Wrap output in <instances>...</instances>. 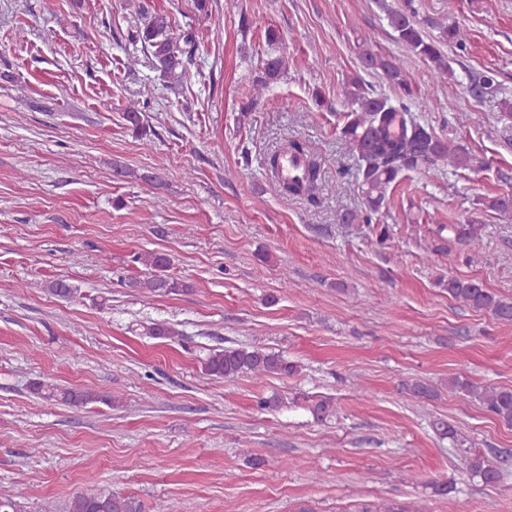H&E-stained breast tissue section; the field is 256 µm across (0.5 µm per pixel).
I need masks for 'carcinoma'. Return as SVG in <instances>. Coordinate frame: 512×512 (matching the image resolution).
Instances as JSON below:
<instances>
[{
    "label": "carcinoma",
    "mask_w": 512,
    "mask_h": 512,
    "mask_svg": "<svg viewBox=\"0 0 512 512\" xmlns=\"http://www.w3.org/2000/svg\"><path fill=\"white\" fill-rule=\"evenodd\" d=\"M414 0H406L404 6L388 13V25L395 37L407 50L426 61L439 77L454 78L447 56L441 45L466 46V34L458 25L439 26V39L427 35L417 21ZM141 22L133 32L134 42L141 45L150 57L156 70L175 84L181 83L193 64L196 41L189 32H182L167 15L153 13L140 6ZM268 45L272 49L261 59L263 85L275 80L285 64L283 54L277 52L280 35L270 30ZM362 69L382 75L391 86L410 95L406 72L396 58L384 56L370 49L362 50ZM497 90L494 74L471 75L468 91L476 99L484 98ZM349 111L340 128V136L357 154V181L363 196V208L359 212H346L340 216L344 224L372 223V215L387 200L388 189L405 172L415 171L425 164L438 162L455 170H470L474 167V155L458 142L437 135L434 130L418 120L411 107L401 101L395 102L383 95L364 92L357 79L348 81L343 91ZM308 175L302 184H287L284 194L304 193L314 197V189L320 174V163L309 157ZM149 270L144 278H135L131 287L151 293H176L188 285L168 275L172 265L170 256L163 253L147 252L135 257ZM448 290V297L475 311L491 314L501 322H512V300L503 299L473 279L448 277L441 281ZM50 293L60 299L74 297L76 289L64 279L49 283ZM206 374L216 378H233L243 373L255 376L280 375L289 377L297 372V365L280 354L272 353L258 346H227L208 355L203 362ZM452 388L466 396L479 399L488 412L500 421L512 425V390L493 385L478 386L467 379L455 377L450 380ZM31 390L39 398L60 401L68 406L85 407L91 403L106 401V396L74 388L38 381ZM471 476L479 477L485 483H495L499 471L483 455L467 458ZM140 501L129 495L112 491L93 494H78L68 504V512H141Z\"/></svg>",
    "instance_id": "obj_1"
}]
</instances>
